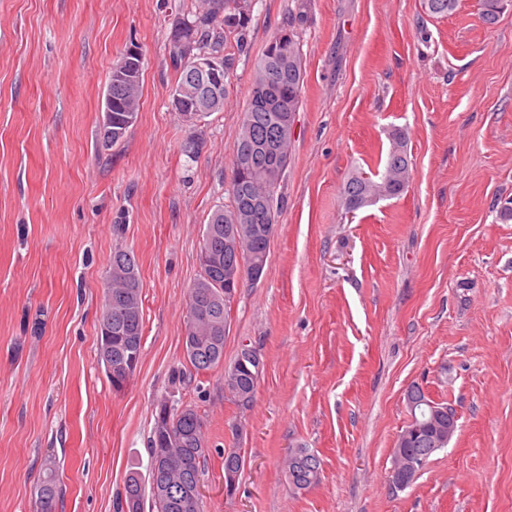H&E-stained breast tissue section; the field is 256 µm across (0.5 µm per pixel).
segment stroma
I'll return each instance as SVG.
<instances>
[{
  "label": "stroma",
  "mask_w": 512,
  "mask_h": 512,
  "mask_svg": "<svg viewBox=\"0 0 512 512\" xmlns=\"http://www.w3.org/2000/svg\"><path fill=\"white\" fill-rule=\"evenodd\" d=\"M194 0H0V512H36L48 462L59 512H114L148 475L157 402L196 406L209 448L202 512H512V8L447 16L423 0H306L302 104L258 282L231 304L225 363L255 347L249 407L223 366L173 388L186 365L188 289L210 213L228 206L232 149L253 68L296 0H256L222 111L171 108L169 36ZM143 56L140 110L100 151L108 75ZM409 136L398 197L348 211L341 189L381 172ZM199 149L186 155L184 145ZM123 225L115 235L114 225ZM143 282V352L124 390L99 359L112 253ZM420 385L457 415L414 482L389 481ZM321 480L298 491L284 458ZM245 467L224 491V452ZM310 454L306 448H295L285 460V476L288 483L296 490L302 491L317 485L321 479V461L317 457V463L311 468L303 460ZM138 480L141 481V484L138 482ZM125 494L124 498L120 500L116 504V512H126L124 509V506H127L129 510V499L132 497V495H137V497L140 499L142 506L140 507L139 503H136V508L133 510V512H144L145 509V486L143 485L142 479L139 476L137 472H131L125 482Z\"/></svg>",
  "instance_id": "obj_1"
}]
</instances>
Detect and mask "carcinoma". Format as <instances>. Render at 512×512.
<instances>
[{"instance_id":"carcinoma-1","label":"carcinoma","mask_w":512,"mask_h":512,"mask_svg":"<svg viewBox=\"0 0 512 512\" xmlns=\"http://www.w3.org/2000/svg\"><path fill=\"white\" fill-rule=\"evenodd\" d=\"M253 0H199L192 16L191 27L182 34L183 48L169 44L170 60L177 73V84H182L185 75L186 57L205 53L216 56L224 62V76L234 64L231 53H224L228 40L242 49L247 42V29L250 21ZM481 16L485 23L497 22L505 7L512 6V0H480ZM424 7L431 16H446L458 7V0H424ZM302 11L292 12L279 32L288 33V64L282 63V48L271 39L263 54L257 59L254 77L250 88L249 103L244 112L241 128L232 152V179L229 195L230 206L215 208L203 230L200 248H206L217 258L218 263L207 265L199 262L201 273L188 289L186 307H201L193 325H185L184 352L191 363L190 370H182L174 375L178 382L192 379L193 375L211 370L224 363V341L230 328L231 300L224 298L230 288L224 283V270L233 265L251 263L267 264L269 243L274 232L278 206L275 192L282 181L290 159L291 138L282 140L273 152L264 149L263 142L271 133V127L280 123L283 116L289 120L296 118L301 104L305 67L303 50L298 33L302 24ZM142 64H137L134 81L126 90L115 94L112 103L113 114L121 118V125L112 128L100 127L99 145L109 150L123 140L130 124L126 118L136 119L139 111L141 93ZM229 93V82L220 85L219 100L211 108L199 113L195 108L185 107L179 114L188 121H197L211 112L224 108V100ZM389 149L382 175L376 179L358 172L353 174L343 187V199L346 209L356 211L380 199L400 195L408 187L410 179V158L408 152V134L403 129H394L389 133ZM260 196L264 205L250 212L244 205L248 197ZM227 224L260 225L267 232L251 238L241 251V255L224 250V226ZM143 284L139 274V265L134 253L118 248L112 254L109 275L103 289V311L101 324H109L115 316L124 318L125 329L121 334L112 336V351L127 348L135 343L142 349ZM260 376L240 368V357H235L228 368L224 369V390L236 401L244 397H255ZM421 432L409 440L408 447L395 443L392 472L405 469V463L412 460L428 462L438 451L433 446L429 424L432 421L431 408L423 405V412L417 415ZM172 431L181 437L180 448L176 449L175 464L172 466L171 479L176 486L169 496L156 501L145 499V486L139 483L136 472L128 475L125 482L124 498L116 504V512H125L129 499L137 496L140 501H148L147 507H136L133 512H201V506L188 503L177 483L193 481L195 469H204L207 461V449L203 436L200 415L193 409L188 414L174 413L171 416ZM309 454L306 448L292 450L285 460V476L296 490H307L320 482L321 463L311 468L304 461ZM245 464L240 449L231 448L224 452V470L241 473ZM60 500L55 470L48 468L37 491L38 512H56Z\"/></svg>"}]
</instances>
